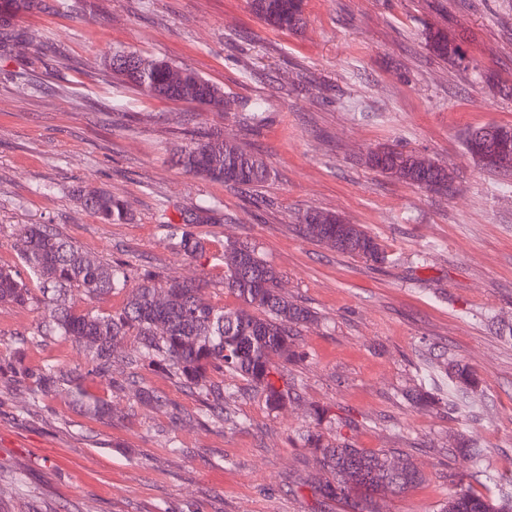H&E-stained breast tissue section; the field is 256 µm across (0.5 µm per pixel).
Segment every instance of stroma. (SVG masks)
Wrapping results in <instances>:
<instances>
[{
    "mask_svg": "<svg viewBox=\"0 0 512 512\" xmlns=\"http://www.w3.org/2000/svg\"><path fill=\"white\" fill-rule=\"evenodd\" d=\"M304 17L302 30L280 32L249 0H67L15 19L24 41L0 51V267L19 270L32 300L0 320V512H344L311 493L325 473L298 434L314 426L423 472L408 493L378 498V512H437L458 482L512 491V171L483 169L464 149L475 128L512 126V0H305ZM428 27L461 43L465 62L434 57ZM43 44L52 55L38 57ZM117 47L191 68L230 109L104 76L99 63ZM216 128L264 158L265 182L237 187L175 164L193 131ZM384 144L453 168L451 188L369 167ZM97 189L126 202V221L85 209L79 191ZM209 202L223 223L184 226L182 211ZM311 208L361 225L386 263L304 237ZM31 224L126 263L131 284L146 273L192 280L227 308L238 301L224 290V242L255 246L289 298L317 314L297 338L288 403L270 409L248 381L215 373L224 417H206L198 389L130 365L133 335L112 382L88 375L83 350L36 334L49 314L17 252ZM187 229L205 256L175 250ZM48 359L84 372L111 416L85 415L63 386L34 397L23 370ZM451 362L480 380L469 402L415 405L419 388L447 397ZM139 386L162 406L139 402ZM316 407L330 421L315 424ZM464 433L481 443L479 462L459 453Z\"/></svg>",
    "mask_w": 512,
    "mask_h": 512,
    "instance_id": "1",
    "label": "stroma"
}]
</instances>
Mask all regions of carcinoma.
<instances>
[{
    "mask_svg": "<svg viewBox=\"0 0 512 512\" xmlns=\"http://www.w3.org/2000/svg\"><path fill=\"white\" fill-rule=\"evenodd\" d=\"M43 6L42 0H0V38L10 41L13 20L21 13ZM252 11L267 25L281 31H296L304 22V0H250ZM424 40L428 50L443 60L464 58L462 47L440 29L427 28ZM131 51L120 48L101 62L105 73L140 93L170 100L199 103L215 109L227 104L224 91L195 71L152 56L138 55L139 65L126 66ZM489 138L478 128L469 132L464 145L481 167L512 171L507 164L490 165L484 155L495 143H512V127L494 126ZM177 165L202 179L233 185H255L268 176L262 157L242 149L233 139L208 130L177 153ZM369 165L405 183L429 190L448 189L445 167L433 162L423 166L421 156L396 148H384L369 156ZM85 207L105 223H120L127 218L124 201L104 190L80 194ZM223 221L216 204H200L189 213L188 224H218ZM299 230L323 241L336 251L376 264L387 255L377 239L358 224L340 216L310 209L301 216ZM178 253L198 258L206 253L204 241L184 232L175 243ZM22 265L41 283L42 303L51 311V331L89 356L88 373L99 378L112 377V354L127 334L139 336L138 359L169 369L178 379L203 389L210 410L224 413V384L208 382L213 371L242 378L264 394L266 404L277 409L288 399L281 388L284 366L296 355L299 327L316 319L315 312L296 304L280 290L279 272L262 258L256 248L238 241L224 243V289L234 295V309L213 304L203 298L201 286L193 281H157L145 274L141 283L129 287L125 265L101 263L79 251L68 240L43 224H32L18 244ZM80 290L84 299L97 300L111 294H126L120 312L102 315L92 310L78 311L66 302L68 288ZM30 289L17 271L0 268V303L25 306ZM36 394H46L62 381L52 362L31 373ZM449 378L456 396L478 386L476 374L465 366L454 365ZM71 399L85 413L98 418L111 414L108 403L89 395L83 376L69 379ZM315 449L321 468L330 478L312 487L323 501L344 504L348 512H374L375 496L405 494L419 484L423 473L407 457L383 451L357 448L347 441L324 443L321 434H303ZM441 512H512V498L493 503L459 484L448 495Z\"/></svg>",
    "mask_w": 512,
    "mask_h": 512,
    "instance_id": "carcinoma-1",
    "label": "carcinoma"
}]
</instances>
